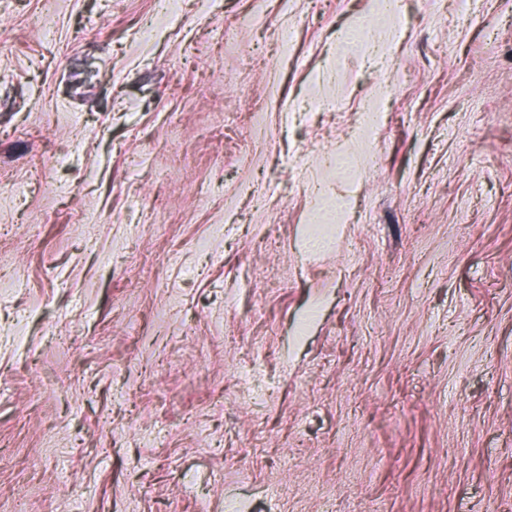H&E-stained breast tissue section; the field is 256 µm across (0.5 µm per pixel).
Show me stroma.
<instances>
[{"instance_id": "obj_1", "label": "stroma", "mask_w": 512, "mask_h": 512, "mask_svg": "<svg viewBox=\"0 0 512 512\" xmlns=\"http://www.w3.org/2000/svg\"><path fill=\"white\" fill-rule=\"evenodd\" d=\"M43 9L0 0V512H512V0Z\"/></svg>"}]
</instances>
